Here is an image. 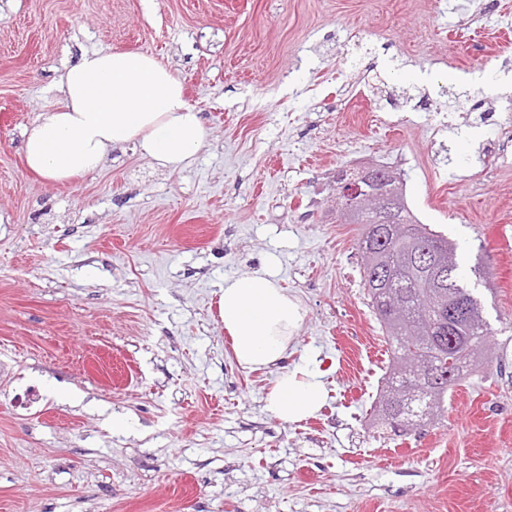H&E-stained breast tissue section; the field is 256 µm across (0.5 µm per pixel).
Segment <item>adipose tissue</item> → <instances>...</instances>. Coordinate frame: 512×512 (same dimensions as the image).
<instances>
[{
    "instance_id": "adipose-tissue-1",
    "label": "adipose tissue",
    "mask_w": 512,
    "mask_h": 512,
    "mask_svg": "<svg viewBox=\"0 0 512 512\" xmlns=\"http://www.w3.org/2000/svg\"><path fill=\"white\" fill-rule=\"evenodd\" d=\"M61 106L23 133L30 170L66 182L101 168L110 152L135 146L169 171L190 164L205 147L208 128L188 105L182 81L152 56L129 51H80L57 86ZM220 311L234 357L249 370L276 377L266 410L284 423L313 416L326 399L321 373L289 364L306 310L269 273L228 277Z\"/></svg>"
}]
</instances>
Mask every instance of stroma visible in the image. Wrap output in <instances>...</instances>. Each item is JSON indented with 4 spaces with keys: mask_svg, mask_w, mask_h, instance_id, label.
Listing matches in <instances>:
<instances>
[{
    "mask_svg": "<svg viewBox=\"0 0 512 512\" xmlns=\"http://www.w3.org/2000/svg\"><path fill=\"white\" fill-rule=\"evenodd\" d=\"M167 64L207 146L56 183L22 133L80 50ZM512 0H0V512H512ZM390 167L453 240L489 343L424 428L378 413L390 347L336 176ZM302 302L313 417L264 410L220 316ZM125 420L123 428L113 418Z\"/></svg>",
    "mask_w": 512,
    "mask_h": 512,
    "instance_id": "35a3bbf8",
    "label": "stroma"
}]
</instances>
